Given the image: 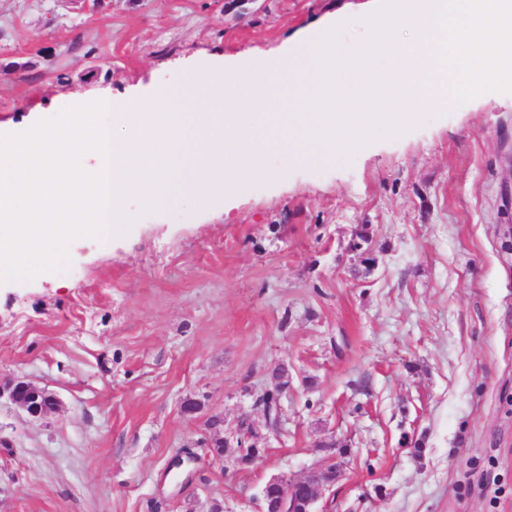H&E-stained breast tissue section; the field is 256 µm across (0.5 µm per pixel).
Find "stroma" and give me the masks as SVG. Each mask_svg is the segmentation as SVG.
<instances>
[{
  "mask_svg": "<svg viewBox=\"0 0 512 512\" xmlns=\"http://www.w3.org/2000/svg\"><path fill=\"white\" fill-rule=\"evenodd\" d=\"M367 0H0V134L138 98L189 62L265 59ZM216 188L69 247L68 272L0 284V512H256L263 485L340 477L318 512H512V93L489 92L350 161ZM366 232L365 250L354 249ZM374 265H366L364 252ZM286 368L278 431L257 395ZM200 408L181 411L184 400ZM241 425L238 464L201 443ZM422 440L421 450L412 443ZM22 390L32 391L38 397H41V404L30 407L29 403L22 398ZM5 395L12 404L24 410L28 415L34 418L46 416L55 410L58 405V400L53 394L24 381H16L0 389V399Z\"/></svg>",
  "mask_w": 512,
  "mask_h": 512,
  "instance_id": "stroma-1",
  "label": "stroma"
}]
</instances>
